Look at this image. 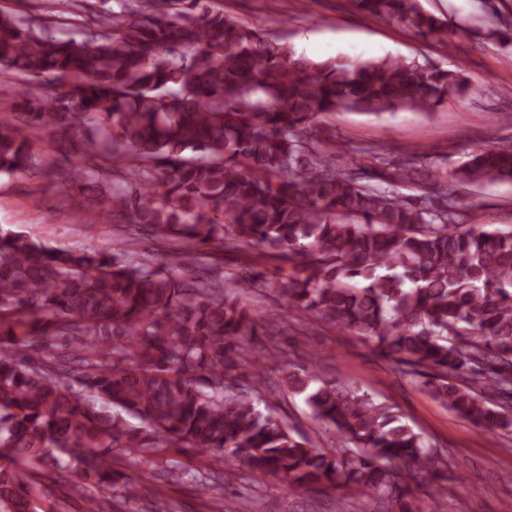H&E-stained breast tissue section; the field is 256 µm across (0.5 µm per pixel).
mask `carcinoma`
Here are the masks:
<instances>
[{
	"mask_svg": "<svg viewBox=\"0 0 512 512\" xmlns=\"http://www.w3.org/2000/svg\"><path fill=\"white\" fill-rule=\"evenodd\" d=\"M116 2L86 21L56 0L67 10L54 31L0 9V70L40 83L17 101L0 84L13 105L0 118V173L25 168L24 129L72 135L78 161L59 193L78 187L94 219L149 228L182 265L209 249H259L291 266L279 281L288 308L373 342L450 411L512 433V229L464 221V191L512 182V146L476 150L451 173L376 148L346 166L314 128L336 112H431L469 88L463 70L314 61L211 0ZM353 3L422 37L448 27L419 0ZM104 154L129 180L95 179L85 162ZM258 279L189 281L1 230L0 512H37L33 475L48 467L65 473L77 512L151 494L147 473L114 490L117 448L148 462L170 447L232 458L258 485L337 491L336 512L437 477L424 437L345 381L291 365L279 381L305 396L334 448L258 409L265 361L278 355L246 343L259 323L241 295ZM68 336L82 347L63 363L30 361L29 349ZM123 412L141 425L127 427Z\"/></svg>",
	"mask_w": 512,
	"mask_h": 512,
	"instance_id": "cac0c4a2",
	"label": "carcinoma"
}]
</instances>
